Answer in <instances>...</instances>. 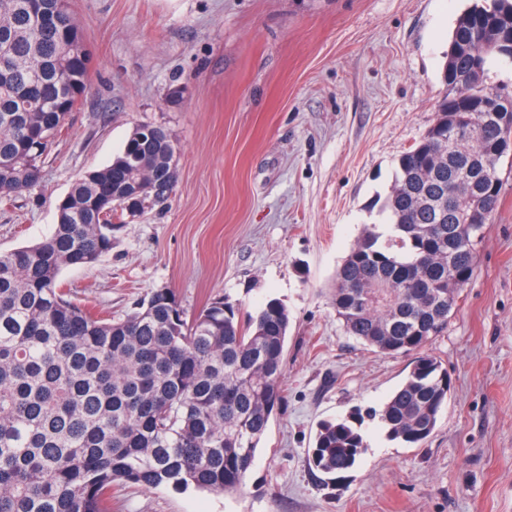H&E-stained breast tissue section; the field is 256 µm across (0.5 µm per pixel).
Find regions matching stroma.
Instances as JSON below:
<instances>
[{"label":"stroma","instance_id":"obj_1","mask_svg":"<svg viewBox=\"0 0 512 512\" xmlns=\"http://www.w3.org/2000/svg\"><path fill=\"white\" fill-rule=\"evenodd\" d=\"M472 0H71L92 92L43 179L0 203V251L37 242L72 183L140 124L165 128L179 180L165 207L117 218L112 250L63 269L76 301L119 317L157 288L188 311L223 296L290 313L283 400L232 494L126 487L112 512H512V159L476 271L427 348L451 389L421 445L381 409L410 370L346 335L336 270L386 194L396 158L436 116L457 17ZM184 89L180 103L171 87ZM363 412L351 470L308 462L318 425Z\"/></svg>","mask_w":512,"mask_h":512}]
</instances>
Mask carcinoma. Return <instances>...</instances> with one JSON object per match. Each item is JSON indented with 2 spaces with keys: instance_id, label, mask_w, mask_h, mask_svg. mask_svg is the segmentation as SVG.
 <instances>
[{
  "instance_id": "obj_1",
  "label": "carcinoma",
  "mask_w": 512,
  "mask_h": 512,
  "mask_svg": "<svg viewBox=\"0 0 512 512\" xmlns=\"http://www.w3.org/2000/svg\"><path fill=\"white\" fill-rule=\"evenodd\" d=\"M512 60V0L475 3L456 20L446 92L420 140L396 159L383 200L336 272L332 304L346 333L375 352L412 357L381 410L388 437L422 444L450 381L427 345L448 328L475 272L481 226L467 223L486 190L500 203L512 123L485 109L512 93L486 78L489 56ZM90 51L70 0H0V199L37 186L45 160L89 92ZM131 131L107 165L77 179L41 241L0 252V512H112L118 485L232 493L254 463L282 401L287 307L255 314L221 297L190 312L157 288L125 315L98 317L58 277L112 250L113 219L164 206L178 182L168 131ZM428 254L426 264L417 259ZM350 416L317 429L309 464L352 468L367 448Z\"/></svg>"
}]
</instances>
